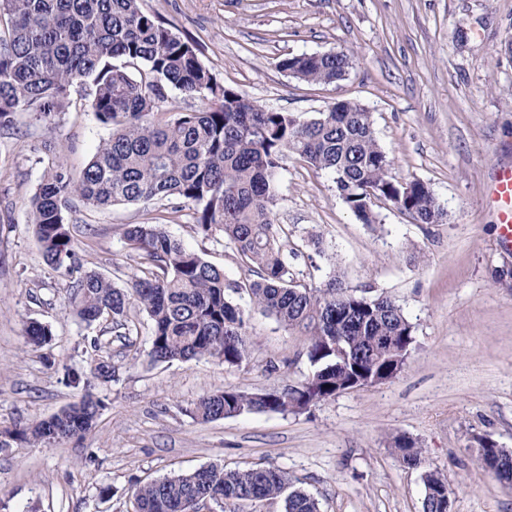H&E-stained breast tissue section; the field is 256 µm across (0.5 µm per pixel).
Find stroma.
<instances>
[{
  "label": "stroma",
  "instance_id": "35a3bbf8",
  "mask_svg": "<svg viewBox=\"0 0 512 512\" xmlns=\"http://www.w3.org/2000/svg\"><path fill=\"white\" fill-rule=\"evenodd\" d=\"M148 13L195 40L217 81L278 112L316 117L347 99L373 114L392 175L426 183L446 212L416 224L389 203L362 224L331 176L288 159L274 224L294 278L323 286L340 275L369 297H391L416 345L399 376L300 414L245 412L200 422L190 408L224 389L276 390L304 381L307 338L249 310L250 358L152 362L151 324L130 306V333L100 335L71 312L68 277L45 263L29 206L48 165L79 174L110 131L74 86L55 117L16 112L0 126V430L49 418L93 392L103 406L82 438L0 449V512H132L131 491L211 464L274 466L314 496L320 512H422V475L437 470L452 512H512V488L473 450L486 435L512 451V250L499 243L486 200L492 166L512 163V0H142ZM345 52L343 81L318 85L283 71V59ZM170 200L76 206L67 213L84 269L130 284L138 267L123 232L157 220L228 281L250 275L222 237L197 232L193 209ZM319 235L321 246L310 243ZM51 326L49 347H28L30 321ZM100 340L115 379L70 385ZM422 448L418 467L393 448Z\"/></svg>",
  "mask_w": 512,
  "mask_h": 512
}]
</instances>
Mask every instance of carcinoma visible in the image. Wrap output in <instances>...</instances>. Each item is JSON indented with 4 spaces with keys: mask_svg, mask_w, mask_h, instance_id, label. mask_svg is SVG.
I'll use <instances>...</instances> for the list:
<instances>
[{
    "mask_svg": "<svg viewBox=\"0 0 512 512\" xmlns=\"http://www.w3.org/2000/svg\"><path fill=\"white\" fill-rule=\"evenodd\" d=\"M141 2L0 0V124L19 111L49 119L73 86L89 84V108L111 130L78 177L48 168L32 199L31 223L44 261L67 273L73 313L117 332L128 329L134 300L152 323V359L208 358L234 367L251 348L248 316L231 297L243 289L254 307L308 336L311 376L280 391L227 389L203 397L191 415L205 422L251 411L307 412L357 379L397 376L416 343L415 327L391 298L359 294L338 276L322 288L295 280L273 229L275 182L292 155L330 174L345 205L369 225L378 223L375 200L391 203L416 224L440 222L446 212L430 187L390 176L391 159L362 105L340 100L307 120L268 110L218 83L196 45L146 13ZM280 67L307 83L332 84L345 79L352 57L301 54ZM167 87L209 96L214 104L156 123L151 116ZM172 198L192 204L200 233L223 236L255 279L245 286L228 282L224 270L187 249L164 225L149 223L124 231L141 272L131 287L81 269L65 218L74 203L102 208ZM27 336L42 348L51 343L52 330L33 321ZM94 351L89 372L68 373L70 383L87 387L98 379L94 371L112 367L108 354L97 345ZM99 407L90 398L62 410L55 434L43 421L0 433V448L12 441L51 446L80 436ZM393 447L409 466L420 463L421 449L409 438H394ZM479 447L489 471L512 487V453L482 438ZM423 482L422 512H448L447 477L431 470ZM291 485L288 472L276 467L212 464L139 486L132 498L134 512H190L206 498L217 504L281 498L284 512H319L314 497Z\"/></svg>",
    "mask_w": 512,
    "mask_h": 512,
    "instance_id": "carcinoma-1",
    "label": "carcinoma"
}]
</instances>
